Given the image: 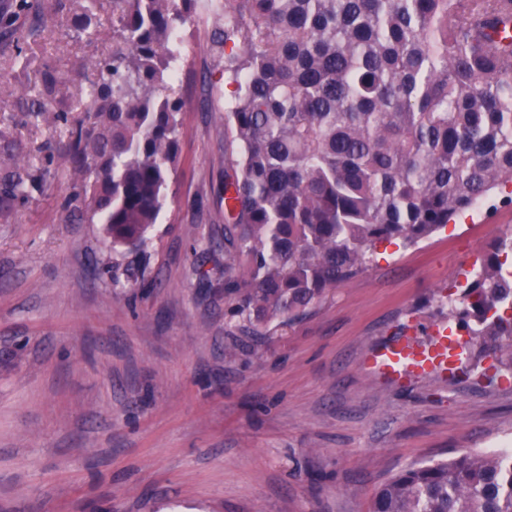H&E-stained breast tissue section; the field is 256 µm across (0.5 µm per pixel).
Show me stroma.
<instances>
[{
	"label": "stroma",
	"mask_w": 512,
	"mask_h": 512,
	"mask_svg": "<svg viewBox=\"0 0 512 512\" xmlns=\"http://www.w3.org/2000/svg\"><path fill=\"white\" fill-rule=\"evenodd\" d=\"M222 24L200 9L181 27L180 156L143 277L72 216L69 168L0 221V512H371L407 465L512 435L506 368L395 383L364 364L445 324L441 296L512 235L502 196L417 245L377 244L363 272L259 340L230 320ZM70 26L46 13L36 51L80 99L94 78L81 62L111 43ZM16 132L37 166L67 128L20 114Z\"/></svg>",
	"instance_id": "stroma-1"
}]
</instances>
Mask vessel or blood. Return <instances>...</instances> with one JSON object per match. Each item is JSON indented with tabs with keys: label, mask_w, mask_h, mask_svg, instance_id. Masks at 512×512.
<instances>
[{
	"label": "vessel or blood",
	"mask_w": 512,
	"mask_h": 512,
	"mask_svg": "<svg viewBox=\"0 0 512 512\" xmlns=\"http://www.w3.org/2000/svg\"><path fill=\"white\" fill-rule=\"evenodd\" d=\"M462 342V337L454 335L447 327L438 326L432 329L428 346L422 348L404 342L373 356L370 367L375 372L403 378L414 373H444L452 361V352L460 350Z\"/></svg>",
	"instance_id": "b4317fda"
}]
</instances>
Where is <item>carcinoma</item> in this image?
Masks as SVG:
<instances>
[{
    "mask_svg": "<svg viewBox=\"0 0 512 512\" xmlns=\"http://www.w3.org/2000/svg\"><path fill=\"white\" fill-rule=\"evenodd\" d=\"M45 0H0V57L38 74L14 111L92 119L44 146L79 178L71 202L112 247L145 252L178 161L173 39L198 0H112L110 54L90 98L32 44ZM96 0H52L92 37ZM213 49L234 86L224 107V293L242 331L306 313L367 268L376 244L414 245L512 185V0H221ZM0 120V217L50 174ZM512 237L499 239L448 316L466 371L489 354L512 371ZM372 512H512V456L413 464Z\"/></svg>",
    "mask_w": 512,
    "mask_h": 512,
    "instance_id": "1",
    "label": "carcinoma"
}]
</instances>
